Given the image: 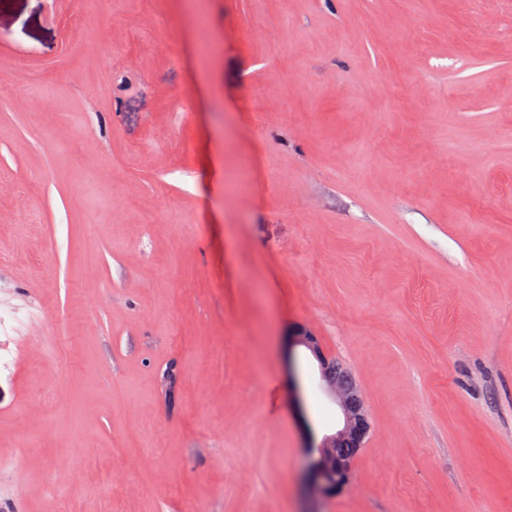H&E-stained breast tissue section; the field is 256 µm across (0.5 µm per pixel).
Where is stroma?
Wrapping results in <instances>:
<instances>
[{
	"instance_id": "obj_1",
	"label": "stroma",
	"mask_w": 512,
	"mask_h": 512,
	"mask_svg": "<svg viewBox=\"0 0 512 512\" xmlns=\"http://www.w3.org/2000/svg\"><path fill=\"white\" fill-rule=\"evenodd\" d=\"M75 7L0 0V506L512 512V0ZM288 346L292 352L295 348L303 346L314 355L322 369L323 388L343 414L341 429L334 434L326 435L320 442L311 439L307 447L310 491L314 498L323 499L342 491L352 480V463L356 454L342 457L336 453V448L342 443H351L358 450L362 447L370 425L360 388L354 380L348 384L337 377L334 378L331 366L335 360L323 353L316 336L303 330L290 336Z\"/></svg>"
}]
</instances>
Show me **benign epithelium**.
<instances>
[{
  "label": "benign epithelium",
  "instance_id": "obj_1",
  "mask_svg": "<svg viewBox=\"0 0 512 512\" xmlns=\"http://www.w3.org/2000/svg\"><path fill=\"white\" fill-rule=\"evenodd\" d=\"M288 346L292 351L303 346L314 355L322 369L323 388L343 414L341 429L308 445L307 476L310 491L313 497L323 499L342 491L352 480L353 458L338 455L336 448L342 443H350L357 449L362 447L370 425L360 388L354 381L348 384L333 376L331 366L334 360L323 353L316 336L303 330L289 338Z\"/></svg>",
  "mask_w": 512,
  "mask_h": 512
}]
</instances>
